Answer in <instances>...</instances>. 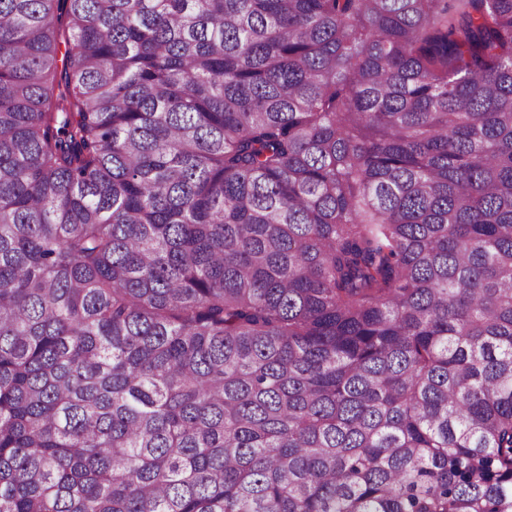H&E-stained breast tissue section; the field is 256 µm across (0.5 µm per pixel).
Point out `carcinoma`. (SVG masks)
Segmentation results:
<instances>
[{
    "label": "carcinoma",
    "instance_id": "obj_1",
    "mask_svg": "<svg viewBox=\"0 0 512 512\" xmlns=\"http://www.w3.org/2000/svg\"><path fill=\"white\" fill-rule=\"evenodd\" d=\"M0 512H512V0H0Z\"/></svg>",
    "mask_w": 512,
    "mask_h": 512
}]
</instances>
